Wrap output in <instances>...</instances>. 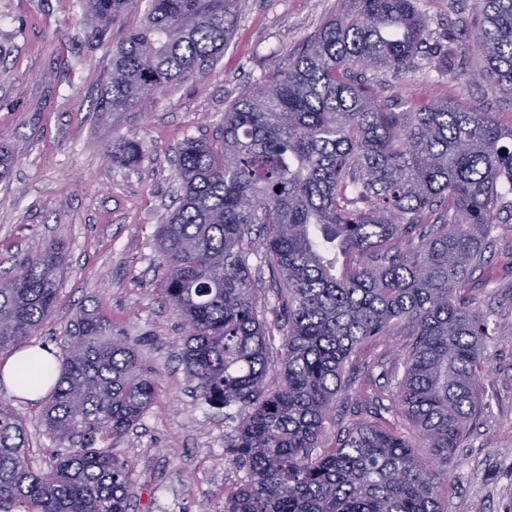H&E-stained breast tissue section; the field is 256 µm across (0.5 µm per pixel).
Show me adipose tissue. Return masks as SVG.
<instances>
[{
	"label": "adipose tissue",
	"instance_id": "ef3b65f1",
	"mask_svg": "<svg viewBox=\"0 0 512 512\" xmlns=\"http://www.w3.org/2000/svg\"><path fill=\"white\" fill-rule=\"evenodd\" d=\"M58 376L57 362L50 349L23 350L0 367V382L15 396L29 401L42 398L47 383Z\"/></svg>",
	"mask_w": 512,
	"mask_h": 512
}]
</instances>
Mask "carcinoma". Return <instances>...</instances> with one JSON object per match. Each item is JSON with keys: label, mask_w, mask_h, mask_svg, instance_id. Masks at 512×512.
I'll return each instance as SVG.
<instances>
[{"label": "carcinoma", "mask_w": 512, "mask_h": 512, "mask_svg": "<svg viewBox=\"0 0 512 512\" xmlns=\"http://www.w3.org/2000/svg\"><path fill=\"white\" fill-rule=\"evenodd\" d=\"M132 0H85L93 37ZM239 0H150L112 53L101 112H126L224 52ZM474 80L512 95V0H477ZM426 43L417 0H343L289 60L224 112V149L188 138L182 194L160 225V291L183 317L181 361L213 407L244 413L225 459L246 477L224 512H448L455 452L483 415L487 318L462 294L512 193V128L450 100L390 112L356 66L400 69ZM140 145L114 138L112 161ZM284 284L280 380H266V320L248 259ZM63 246L0 273V353L58 305ZM405 336L393 389L369 377L329 443L342 375L363 344ZM157 371L112 335L100 307L70 320L44 410L67 453L34 467L27 432L0 402V512H129L128 462L96 446L152 406ZM389 404H383V401ZM321 448L323 452L316 453Z\"/></svg>", "instance_id": "1"}]
</instances>
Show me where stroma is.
<instances>
[{"instance_id":"stroma-1","label":"stroma","mask_w":512,"mask_h":512,"mask_svg":"<svg viewBox=\"0 0 512 512\" xmlns=\"http://www.w3.org/2000/svg\"><path fill=\"white\" fill-rule=\"evenodd\" d=\"M147 5L135 0L95 41L81 0H0V146L15 155L10 175L0 179V270L62 243L57 311L29 346L60 350L73 314L101 306L112 316L114 333L139 341L143 361L159 371L151 408L126 434L108 441L113 455L135 466L131 512H221L245 476L224 458L238 408L212 407L192 391L180 361L182 318L158 288L163 268L156 231L180 186L183 141L194 137L222 150L225 109L284 68L289 53L337 10L338 0H240L233 36L211 69L131 111H98L112 51ZM418 7L427 20L424 64L363 70L357 81L395 112L450 99L511 126L512 96L469 76L475 60L467 36L476 0H418ZM449 48L457 54L452 78L426 62ZM116 136L141 144L139 163L106 157ZM510 253L512 216L505 214L490 236L485 269L473 272L465 289L494 336L483 349L488 407L456 453L448 512H512V276L502 270ZM249 269L268 324V378L274 381L282 369L275 313L281 283L272 279L263 255L252 254ZM401 342L392 336L366 343L343 375L347 394L359 388L367 369L378 384L395 387L403 375L396 358ZM0 400L23 419L38 467L66 452L41 420L44 401L16 398L1 385Z\"/></svg>"}]
</instances>
